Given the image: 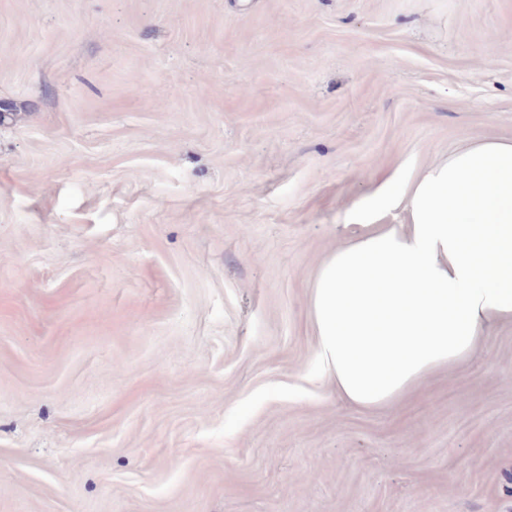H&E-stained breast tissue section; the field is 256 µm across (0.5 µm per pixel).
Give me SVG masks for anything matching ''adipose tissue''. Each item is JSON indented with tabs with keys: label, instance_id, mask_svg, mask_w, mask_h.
Returning a JSON list of instances; mask_svg holds the SVG:
<instances>
[{
	"label": "adipose tissue",
	"instance_id": "obj_1",
	"mask_svg": "<svg viewBox=\"0 0 512 512\" xmlns=\"http://www.w3.org/2000/svg\"><path fill=\"white\" fill-rule=\"evenodd\" d=\"M381 195L403 223L367 214L322 262L310 302L319 368L365 408L393 405L467 362L490 326L512 325V140L468 139Z\"/></svg>",
	"mask_w": 512,
	"mask_h": 512
}]
</instances>
